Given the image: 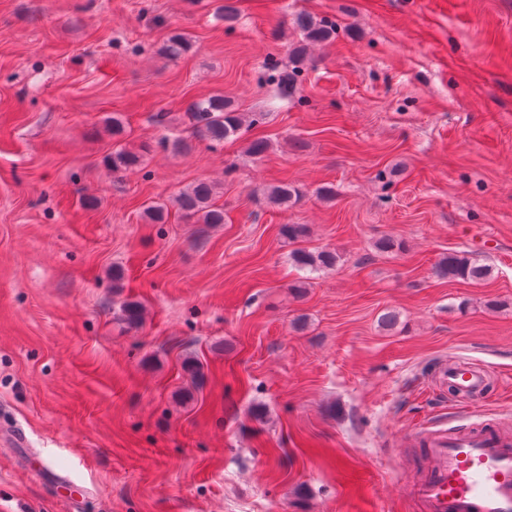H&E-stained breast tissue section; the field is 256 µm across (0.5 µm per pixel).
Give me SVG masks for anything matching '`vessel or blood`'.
<instances>
[{
    "label": "vessel or blood",
    "instance_id": "1",
    "mask_svg": "<svg viewBox=\"0 0 512 512\" xmlns=\"http://www.w3.org/2000/svg\"><path fill=\"white\" fill-rule=\"evenodd\" d=\"M440 377L459 402L481 396L489 381L474 362H449ZM425 472L410 492L423 512H512V436L500 426H450L419 431Z\"/></svg>",
    "mask_w": 512,
    "mask_h": 512
}]
</instances>
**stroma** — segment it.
Here are the masks:
<instances>
[{
  "instance_id": "stroma-1",
  "label": "stroma",
  "mask_w": 512,
  "mask_h": 512,
  "mask_svg": "<svg viewBox=\"0 0 512 512\" xmlns=\"http://www.w3.org/2000/svg\"><path fill=\"white\" fill-rule=\"evenodd\" d=\"M212 95L260 122L195 135ZM201 180L222 224L175 204ZM451 250L490 277H438ZM444 418L512 424V0H0V512H417L407 437ZM338 258L339 256L334 250L326 248L315 252L305 248H296L289 255V259L299 270L310 273L333 267ZM440 378L460 403H469L481 396L489 381L484 367L474 362L448 361V368L442 370Z\"/></svg>"
}]
</instances>
